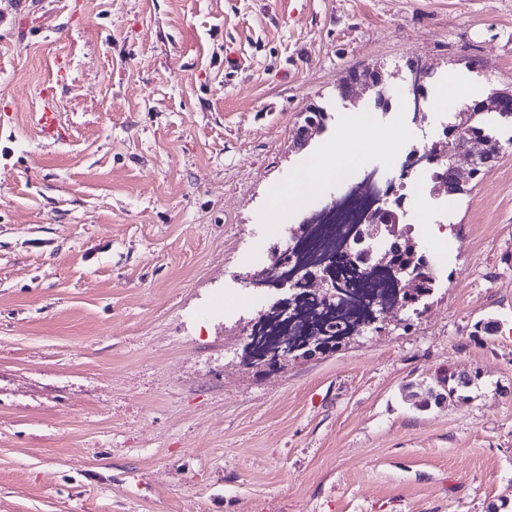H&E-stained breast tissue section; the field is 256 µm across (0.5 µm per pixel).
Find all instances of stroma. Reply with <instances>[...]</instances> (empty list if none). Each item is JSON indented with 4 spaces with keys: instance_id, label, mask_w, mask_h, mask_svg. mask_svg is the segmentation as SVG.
<instances>
[{
    "instance_id": "stroma-1",
    "label": "stroma",
    "mask_w": 512,
    "mask_h": 512,
    "mask_svg": "<svg viewBox=\"0 0 512 512\" xmlns=\"http://www.w3.org/2000/svg\"><path fill=\"white\" fill-rule=\"evenodd\" d=\"M411 59L429 96L461 82L449 115L340 99ZM472 85L512 89V0H0V512H512L511 128L451 204L408 184L421 315L240 363L276 299L242 277L299 230L267 234L272 186L329 151L398 180L392 152L465 121ZM350 78V79H349ZM371 91L378 103L388 102L392 91L386 86L382 72L378 68H367L362 71L349 73L348 80H344L339 90L347 94L348 100L358 95V90ZM31 121L48 137L58 140L61 136L57 112L53 107L49 94L44 96L43 106L38 112L31 113Z\"/></svg>"
}]
</instances>
